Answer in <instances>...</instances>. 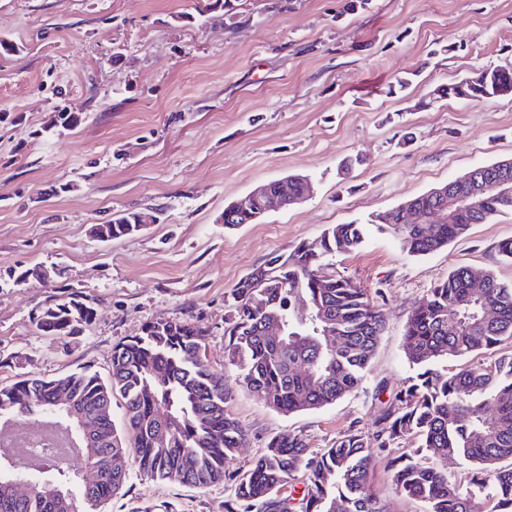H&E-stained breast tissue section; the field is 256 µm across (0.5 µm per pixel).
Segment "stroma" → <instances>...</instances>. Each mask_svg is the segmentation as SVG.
I'll return each mask as SVG.
<instances>
[{"label": "stroma", "mask_w": 512, "mask_h": 512, "mask_svg": "<svg viewBox=\"0 0 512 512\" xmlns=\"http://www.w3.org/2000/svg\"><path fill=\"white\" fill-rule=\"evenodd\" d=\"M0 41L14 47L0 54V385L84 370L104 378L113 347L145 322H197L232 392L228 411L248 432L233 462L245 470L279 433L314 451L349 429L370 435L411 373L408 313L450 271L512 283L497 248L512 238V214L421 257L374 232L326 258L385 317L357 391L285 415L224 362L230 293L268 257L512 158V96L437 97L512 60V0H237L230 17L211 0H0ZM407 74L411 85L394 90ZM63 109L79 120L53 129ZM290 174L310 176L308 200L258 224H220L227 204ZM151 208L160 222L135 234L102 241L91 231ZM37 265L59 274L21 279ZM64 291L97 308L67 344L31 322ZM414 445L400 440L375 457L369 490L387 512H425L387 467ZM227 496L221 483L195 488L134 469L104 512H225Z\"/></svg>", "instance_id": "35a3bbf8"}]
</instances>
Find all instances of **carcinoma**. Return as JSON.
Listing matches in <instances>:
<instances>
[{"label": "carcinoma", "mask_w": 512, "mask_h": 512, "mask_svg": "<svg viewBox=\"0 0 512 512\" xmlns=\"http://www.w3.org/2000/svg\"><path fill=\"white\" fill-rule=\"evenodd\" d=\"M512 95V63L486 68L446 84L449 99L480 101ZM512 181V163L491 164L455 178L446 186L467 193L480 187L477 203L446 224H413L408 212L436 206L426 191L365 224L330 225L320 238L276 254L253 269L233 289L225 320L224 361L238 370L243 387L283 414L336 403L358 389L368 373L384 330L381 310L350 279L324 272L323 259L360 248L371 231L388 233L410 256L436 252L473 224L512 213V199L492 185ZM142 212L131 211L96 224L102 241L139 231ZM474 271L457 268L411 309L405 325L404 353L413 374L393 391L372 437L352 429L317 453L291 432L272 437L264 452L242 472L232 467L246 440L243 426L228 413L231 395L206 356L207 330L190 320L151 321L112 350L104 380L73 372L47 379L28 375L0 386V416L21 424L30 418L66 426L51 405L64 394L95 424V443L79 448L87 467L104 469L85 484L78 473L47 461L34 466L8 449L0 451V479L23 482L22 497L0 488V512H102L125 485L130 467L161 480L205 486L223 480L233 496L225 512H385L367 493L375 452L397 440L421 439L388 467L400 491L426 503L427 512H502L512 502V354L497 347L512 339V285L482 274L475 293ZM317 321L297 316L295 305ZM97 315L94 302L75 293L50 297L32 317L42 336L75 339ZM480 357L456 372L450 357ZM123 400L124 429L112 420V401ZM452 458L466 466L482 500L462 481L434 465ZM304 475L302 497L278 492L297 473ZM50 481L70 493L60 511L42 493Z\"/></svg>", "instance_id": "cac0c4a2"}]
</instances>
